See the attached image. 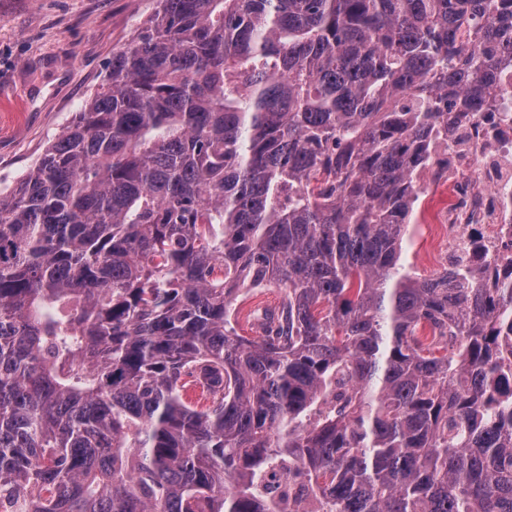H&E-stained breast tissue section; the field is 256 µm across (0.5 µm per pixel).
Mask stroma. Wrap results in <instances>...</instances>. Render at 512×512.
<instances>
[{
    "label": "stroma",
    "instance_id": "1",
    "mask_svg": "<svg viewBox=\"0 0 512 512\" xmlns=\"http://www.w3.org/2000/svg\"><path fill=\"white\" fill-rule=\"evenodd\" d=\"M156 0H0V193L9 194L101 86L113 51L154 12ZM422 208L403 253L431 277L442 266L440 225Z\"/></svg>",
    "mask_w": 512,
    "mask_h": 512
}]
</instances>
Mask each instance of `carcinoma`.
<instances>
[{
	"label": "carcinoma",
	"mask_w": 512,
	"mask_h": 512,
	"mask_svg": "<svg viewBox=\"0 0 512 512\" xmlns=\"http://www.w3.org/2000/svg\"><path fill=\"white\" fill-rule=\"evenodd\" d=\"M507 60L512 0H157L0 196V496L279 512L286 463L308 512H512V284L401 263ZM280 299V292L278 288H266L261 292H253L238 299L237 306L239 308V322L244 329L245 335L252 336L253 333L249 330L246 323V315L250 310L258 307L274 306L278 304Z\"/></svg>",
	"instance_id": "carcinoma-1"
}]
</instances>
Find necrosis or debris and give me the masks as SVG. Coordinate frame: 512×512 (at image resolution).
I'll list each match as a JSON object with an SVG mask.
<instances>
[{"label": "necrosis or debris", "mask_w": 512, "mask_h": 512, "mask_svg": "<svg viewBox=\"0 0 512 512\" xmlns=\"http://www.w3.org/2000/svg\"><path fill=\"white\" fill-rule=\"evenodd\" d=\"M506 91L477 111L449 113L422 186L441 187L448 266L493 283L512 262V72Z\"/></svg>", "instance_id": "4bbe7bcc"}]
</instances>
